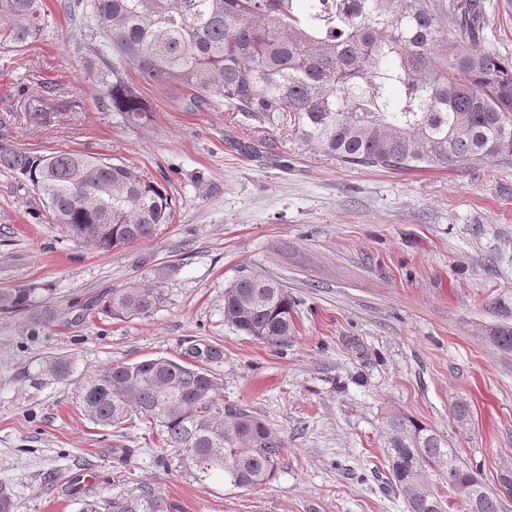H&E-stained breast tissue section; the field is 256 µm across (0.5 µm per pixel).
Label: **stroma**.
<instances>
[{
  "instance_id": "35a3bbf8",
  "label": "stroma",
  "mask_w": 512,
  "mask_h": 512,
  "mask_svg": "<svg viewBox=\"0 0 512 512\" xmlns=\"http://www.w3.org/2000/svg\"><path fill=\"white\" fill-rule=\"evenodd\" d=\"M63 4L46 0L51 28L37 43L0 47V143L136 166L165 187L174 218L102 253L0 172V288L45 285L56 311L36 332L0 314V487L12 512H80L84 500L144 490L170 512H405L386 463L387 423L402 415L444 436L512 512V352L483 336L512 325V168H345L296 139L289 116L270 126L199 112L189 92L132 69L151 114L129 126L100 110L84 26ZM160 262L179 271L150 317L80 319L82 303ZM248 270L281 280L294 301L295 329L278 345L224 323V289ZM194 345L221 348L210 369L225 406L280 433L267 485L202 488L161 466L146 421L102 428L81 413L83 376ZM49 354L74 357L73 375L41 373Z\"/></svg>"
}]
</instances>
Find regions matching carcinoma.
Returning <instances> with one entry per match:
<instances>
[{
  "label": "carcinoma",
  "mask_w": 512,
  "mask_h": 512,
  "mask_svg": "<svg viewBox=\"0 0 512 512\" xmlns=\"http://www.w3.org/2000/svg\"><path fill=\"white\" fill-rule=\"evenodd\" d=\"M82 9L95 56L109 64L98 103L131 126L150 108L125 81L185 88L199 111L238 112L294 134L349 168L413 171L455 164L512 165V57L487 41L480 0H71ZM43 0H0V42L21 48L42 37ZM0 171L16 173L48 219L75 242L111 252L171 223L165 188L123 161L80 151H35L0 143ZM178 265L159 263L138 281L86 303L91 314L147 317L167 300ZM44 288H0V314L33 329L56 312ZM288 289L259 273L224 289V321L276 345L294 330ZM512 351V326L487 329ZM75 361L48 356L39 371L71 376ZM84 416L100 427L132 417L157 428L176 467L202 487L259 488L276 474L284 443L267 421L224 408L223 383L203 361L168 358L111 364L84 379ZM387 461L407 512H499L497 495L461 464L448 441L412 417L388 424ZM81 512H169L148 491L87 500Z\"/></svg>",
  "instance_id": "1"
}]
</instances>
